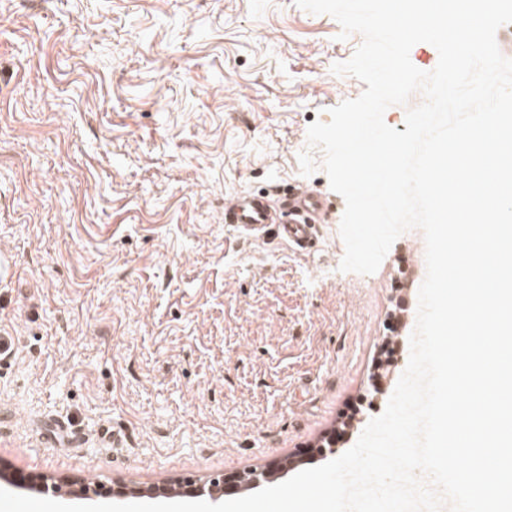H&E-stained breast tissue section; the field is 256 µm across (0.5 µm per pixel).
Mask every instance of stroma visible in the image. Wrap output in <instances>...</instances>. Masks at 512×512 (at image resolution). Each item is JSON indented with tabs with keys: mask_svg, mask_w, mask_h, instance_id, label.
Here are the masks:
<instances>
[{
	"mask_svg": "<svg viewBox=\"0 0 512 512\" xmlns=\"http://www.w3.org/2000/svg\"><path fill=\"white\" fill-rule=\"evenodd\" d=\"M362 41L294 0H0L1 463L96 504L318 466L384 412L422 232L340 271L346 202L307 144L363 93L332 71ZM295 183L334 204L317 252L225 224Z\"/></svg>",
	"mask_w": 512,
	"mask_h": 512,
	"instance_id": "35a3bbf8",
	"label": "stroma"
}]
</instances>
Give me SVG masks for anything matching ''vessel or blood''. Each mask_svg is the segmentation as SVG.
Segmentation results:
<instances>
[{"mask_svg":"<svg viewBox=\"0 0 512 512\" xmlns=\"http://www.w3.org/2000/svg\"><path fill=\"white\" fill-rule=\"evenodd\" d=\"M330 214L331 203L325 195L299 185L275 201L264 192H240L224 203L226 224L257 239L276 231L302 254L316 250L319 227L328 223Z\"/></svg>","mask_w":512,"mask_h":512,"instance_id":"vessel-or-blood-1","label":"vessel or blood"}]
</instances>
